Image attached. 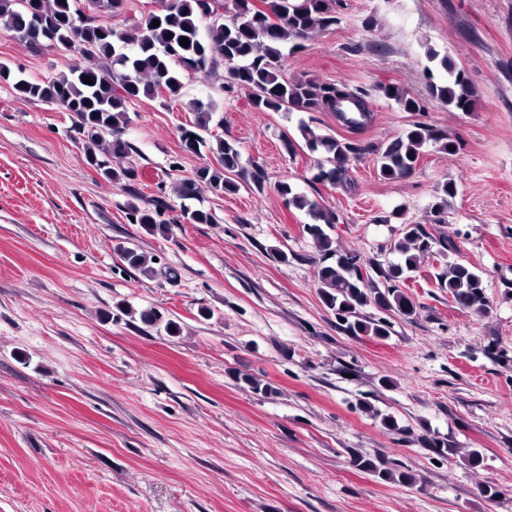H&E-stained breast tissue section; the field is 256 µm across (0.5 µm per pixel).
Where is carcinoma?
Masks as SVG:
<instances>
[{
	"label": "carcinoma",
	"mask_w": 512,
	"mask_h": 512,
	"mask_svg": "<svg viewBox=\"0 0 512 512\" xmlns=\"http://www.w3.org/2000/svg\"><path fill=\"white\" fill-rule=\"evenodd\" d=\"M229 17L222 20L208 16L204 0H163L159 12L149 13L144 21L130 29H119L97 23L104 9L117 13L124 0H0V20L15 27L18 38L33 45L52 41L81 55L84 63L72 65L68 71L44 80L17 79L13 89L21 100H39L62 107L76 116V130L82 135L85 156L106 180L120 183L132 180L134 170L112 167V158L129 154L130 145L123 139L127 126V104L143 97H155L160 88L167 98L180 97L186 73L210 74L220 63L227 65L224 93L233 96L246 93L258 112L297 110L315 112L319 109L336 111V99H360L343 84L318 83L309 79L290 80L281 63V47L290 41H306L338 23L336 0H263L268 10H261L255 0H230ZM159 25H153V21ZM207 25V36L200 27ZM189 39L183 47L179 40ZM440 60L448 73L445 84L434 87L445 103L462 111H471L476 93L464 72L457 69L449 57L438 58L429 52V60ZM90 83H85L82 78ZM385 97L396 101L406 112L421 111L417 101L407 97L396 86L382 87ZM195 120L192 128L182 129L186 151L197 153L206 148L215 163L199 167L193 178L184 183L181 196L195 200L201 190L216 194H235L240 189L241 154L237 146L214 135L207 139L201 132L209 130L211 112L201 102L193 105ZM349 128L365 124L367 113L349 106L340 113ZM301 137L309 152L320 154L313 179L331 185L347 180L349 162L355 149L347 143L304 124ZM432 143L446 153L454 147L448 134L427 124H417L405 134L378 149L377 171L384 180L408 175L418 163L423 148ZM277 192L286 205L304 210L312 222L303 231L314 241L322 257L319 279L320 298L326 308L343 320L345 328L357 336L383 339L388 336V323L366 320L361 308L370 304L409 317L416 312V301L397 282L419 268L421 261L439 260L441 272L435 279L438 287L448 289V298L465 310L483 314L489 308L482 277L471 267L449 258L455 250L454 241L446 234H434L423 224H406L400 236L391 243L398 261L382 267L363 259L355 264L350 254H338L326 228L336 223L335 213L318 201L293 192L281 183ZM130 220L150 232L164 233L168 221L162 219V209L127 203ZM182 216L191 224H210L212 215L201 209L183 205ZM119 257L130 267L145 275L155 270L148 265L144 253L131 247L118 248ZM389 282L378 287L372 274ZM140 320L148 325L164 324L167 334L180 332L173 320H163L156 310L140 312ZM353 464L372 472L383 480L409 484L414 481L407 472H394L370 458L353 457Z\"/></svg>",
	"instance_id": "cac0c4a2"
}]
</instances>
